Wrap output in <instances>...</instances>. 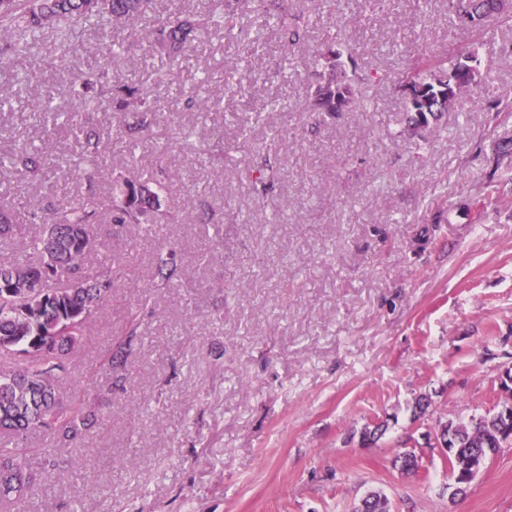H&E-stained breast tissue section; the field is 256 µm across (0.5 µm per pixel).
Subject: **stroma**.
Here are the masks:
<instances>
[{
    "label": "stroma",
    "instance_id": "obj_1",
    "mask_svg": "<svg viewBox=\"0 0 512 512\" xmlns=\"http://www.w3.org/2000/svg\"><path fill=\"white\" fill-rule=\"evenodd\" d=\"M210 8L156 0L130 22L75 27L67 52L48 28L26 93L0 77V155L25 144L49 160L35 178L1 167L0 203L32 239L43 229L32 209L89 201L92 261L115 273L58 376L63 395L90 394L98 422L25 512H351L372 491L392 512H512V447L453 498L442 453L423 439L492 409L512 364V23L456 26L448 0H379L359 15L338 0L285 47L245 14L186 52L157 122L128 144L91 63L117 48L120 77L145 83L158 63L145 33ZM330 47L354 62L366 108L322 121L304 106ZM464 47L477 56L474 91L434 127L408 130L410 57ZM202 76L203 111L183 97ZM83 97L102 100L88 119L107 132L96 166L67 120ZM38 100L49 111H34ZM218 133L223 160L210 154ZM269 168L276 178L258 180ZM158 174L167 222L108 223L117 177ZM162 268L175 272L166 288ZM134 311L138 334L118 347ZM116 348L120 364L100 367ZM383 420V438L362 444ZM406 439L426 476L394 467Z\"/></svg>",
    "mask_w": 512,
    "mask_h": 512
}]
</instances>
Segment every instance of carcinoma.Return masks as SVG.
Masks as SVG:
<instances>
[{
	"instance_id": "obj_1",
	"label": "carcinoma",
	"mask_w": 512,
	"mask_h": 512,
	"mask_svg": "<svg viewBox=\"0 0 512 512\" xmlns=\"http://www.w3.org/2000/svg\"><path fill=\"white\" fill-rule=\"evenodd\" d=\"M151 4L152 0H0V26L13 33V39L0 46V67L8 69L17 57L31 52L43 29L60 19L73 24L106 17L122 21L144 13ZM218 4L222 8L217 13L180 11L152 31L150 41L160 53L154 82H164L170 67L192 44L207 35L234 30L243 9L276 14L277 31L285 41L299 38L300 26L310 20L303 8L288 15V0H218ZM506 7L512 8V0H448L457 17L468 10L481 13L478 27ZM112 59L111 53L94 62L101 89L120 96L121 107L141 113L139 128L149 127L157 115L151 90L122 82L114 74ZM325 60V70L308 92V111L334 115L362 108L361 79L345 75L336 82V71L345 70L344 62L334 53ZM474 62L476 56L468 50H458L451 58L432 53L412 58L402 81L417 82L431 96H441L439 109L423 115L424 127L454 108L477 83ZM338 97L344 103L339 109ZM20 154L24 170L38 176L42 156L23 149ZM160 188L159 181L127 180L117 185L119 201L109 223L140 224L149 215L159 214ZM95 223L97 214L89 203L71 201L52 213L42 237L28 241L21 239L22 229L14 223L10 209L0 205V241H22L19 254L0 263V353L22 354L21 366L0 371L1 439L14 440L45 428L76 445L92 427L89 402L79 395L63 398L46 366L56 361L61 370H67L70 354L83 345L90 319L111 291L112 267L91 269L86 264L97 247L90 230ZM53 262L60 271L43 276L44 266ZM505 429L502 412L493 409L468 423L440 422L427 437L448 439V471L455 475L470 465L472 457L485 463L496 454L503 447ZM394 466L409 474L422 468V456L416 447L407 446L396 456ZM42 483L47 478L38 470L31 449L0 446V512H14Z\"/></svg>"
}]
</instances>
